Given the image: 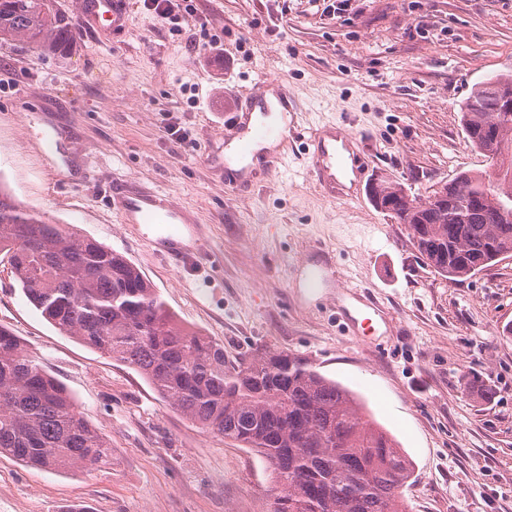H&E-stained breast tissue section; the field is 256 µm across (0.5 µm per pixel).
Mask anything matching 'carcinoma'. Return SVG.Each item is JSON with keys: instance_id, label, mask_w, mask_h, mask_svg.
Returning <instances> with one entry per match:
<instances>
[{"instance_id": "carcinoma-1", "label": "carcinoma", "mask_w": 512, "mask_h": 512, "mask_svg": "<svg viewBox=\"0 0 512 512\" xmlns=\"http://www.w3.org/2000/svg\"><path fill=\"white\" fill-rule=\"evenodd\" d=\"M75 26L53 0H0V43L62 51ZM512 74L478 84L462 108L470 144L498 163L512 152ZM424 262L451 282L512 255V162L494 176L462 172L428 199L397 183L371 187ZM27 300L60 333L133 367L203 430L260 453L272 468L270 512H406L411 460L352 393L303 357L258 350L235 361L185 330L123 254L20 208L0 190V254ZM0 454L54 472L107 461L110 444L66 389L0 327Z\"/></svg>"}]
</instances>
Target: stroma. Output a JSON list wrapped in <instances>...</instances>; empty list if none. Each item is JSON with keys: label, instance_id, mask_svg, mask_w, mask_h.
Segmentation results:
<instances>
[{"label": "stroma", "instance_id": "obj_1", "mask_svg": "<svg viewBox=\"0 0 512 512\" xmlns=\"http://www.w3.org/2000/svg\"><path fill=\"white\" fill-rule=\"evenodd\" d=\"M182 32L126 0L124 28L82 26L48 54L0 44V183L53 224L129 259L190 331L237 357L288 351L349 388L412 461L408 512H512V258L460 283L427 267L370 187L423 200L457 174L492 172L461 109L512 72V0H196ZM209 30L215 56L197 39ZM287 87L298 138L267 174H224V125L255 83ZM364 138L368 170L335 192L304 160L327 123ZM187 130L183 144L170 128ZM170 196L205 243L181 260L123 224L114 192ZM333 268L307 290L300 264ZM0 326L69 391L112 455L62 473L0 456V512H266L254 450L208 433L133 368L60 334L0 254Z\"/></svg>", "mask_w": 512, "mask_h": 512}]
</instances>
